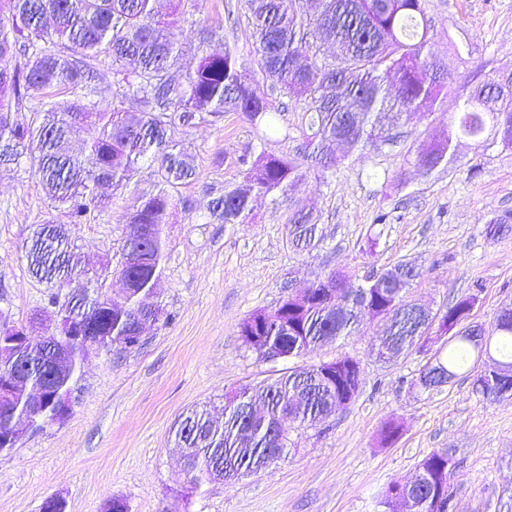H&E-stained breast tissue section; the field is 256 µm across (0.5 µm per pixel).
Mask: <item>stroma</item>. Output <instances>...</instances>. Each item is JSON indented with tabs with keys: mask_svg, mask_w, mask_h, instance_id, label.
<instances>
[{
	"mask_svg": "<svg viewBox=\"0 0 512 512\" xmlns=\"http://www.w3.org/2000/svg\"><path fill=\"white\" fill-rule=\"evenodd\" d=\"M431 49L468 88L495 71H512V0H425ZM219 31L213 48L232 45L247 67L255 38L242 0H200L180 17L184 53L173 68L183 77L198 59V30ZM465 41L468 55L453 45ZM279 107V130L265 136L240 113L213 124L177 127L174 138L195 156L196 176L179 187L180 206L166 228L167 248L156 298L163 309L139 345L88 356L74 384L71 413L40 433L23 434L0 454V512H40L57 494L66 512H104L113 498L129 512H381L390 482L410 480L430 454L453 457L449 512H512V397L490 402L471 378L438 391L414 387L427 358L418 353L382 361L372 351L385 323L317 347L303 359L260 360L241 335L243 320L272 310L288 291L340 272L359 280L370 267L409 262L421 272L411 302L439 310L476 293L472 322L493 331L501 308L512 305V234L487 226L512 212V149L494 129L460 139L456 159L428 176L414 157L446 132L457 95L422 109L393 143L367 150L308 176L293 200L258 201L249 224L209 223V201L243 185L239 155L260 150L286 155L301 142L306 116ZM157 163L142 162L112 205L73 238L85 268L105 270L128 235L127 213L159 188ZM313 213L323 234L311 250L288 238V204ZM386 223H376L379 213ZM29 161L0 174V326L29 323L50 293L66 300L69 287L37 281L24 245L36 225L60 219ZM361 363L362 383L343 410L290 435L293 451L256 473L191 489L180 451L170 439L179 415L195 406H221L227 392L280 375L304 362L341 355ZM400 426L380 441L388 421Z\"/></svg>",
	"mask_w": 512,
	"mask_h": 512,
	"instance_id": "stroma-1",
	"label": "stroma"
}]
</instances>
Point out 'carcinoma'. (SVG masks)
Returning a JSON list of instances; mask_svg holds the SVG:
<instances>
[{"label":"carcinoma","mask_w":512,"mask_h":512,"mask_svg":"<svg viewBox=\"0 0 512 512\" xmlns=\"http://www.w3.org/2000/svg\"><path fill=\"white\" fill-rule=\"evenodd\" d=\"M155 12L153 0H7L0 11V168L29 155L42 189L58 203L65 222H48L27 244L32 275L50 284L91 281L72 241L78 224H89L111 204L97 189L128 185L145 160L160 162L162 187L129 214L131 231L119 249L115 273L124 286L113 294L76 288L67 301L68 320L94 323V349L128 347L138 324L157 320L158 305L140 298L154 295L167 246L166 226L178 204V186L195 174L193 156L169 137L180 122L193 125L239 112L255 127L273 129L267 92L288 97L294 111L308 112L310 134L294 154H244L245 185L224 189L209 205L214 224H247L259 197L289 196L308 170H324L371 147L392 142V131L421 108L454 89L457 78L429 50L430 25L424 0H245L255 35L258 75H250L236 47L208 50L216 30H199L198 62L177 83L169 73L180 51L179 10ZM112 60V103L96 64ZM24 65H10L17 58ZM56 87L65 98L44 94ZM41 96L30 123L12 119V105ZM132 98L139 109L122 108ZM492 124L502 145L512 148V72L493 73L471 87L456 121L418 151L414 168L428 176L453 161V140L478 139ZM84 126L86 152L63 149L70 131ZM317 219L295 211L289 218L292 245H315ZM418 275L400 264L370 270L352 288L330 272L310 288L290 294L270 311L251 314L240 325L245 344L261 359L302 357L315 346L351 336L368 320L383 319L386 335L377 355L431 353L421 373L442 383L467 369L477 347L471 341L470 311L477 294L462 295L436 315L416 310L405 290ZM457 329L448 353L432 350L433 323ZM493 366L512 369V306L502 308L495 334L483 343ZM88 351L59 332L36 335L26 344L0 340V382L21 370L24 381L12 395L11 410L38 429L56 421L62 402L71 399ZM360 363L350 356L302 364L256 386L224 397V420L193 409L173 427L193 488L256 473L286 457L289 434L336 415L355 397ZM473 391L495 401L512 396V381L491 369L474 375ZM452 456L436 452L423 459L408 482L393 481L382 495L384 512H397L401 497L414 500V512H435L448 504Z\"/></svg>","instance_id":"cac0c4a2"}]
</instances>
